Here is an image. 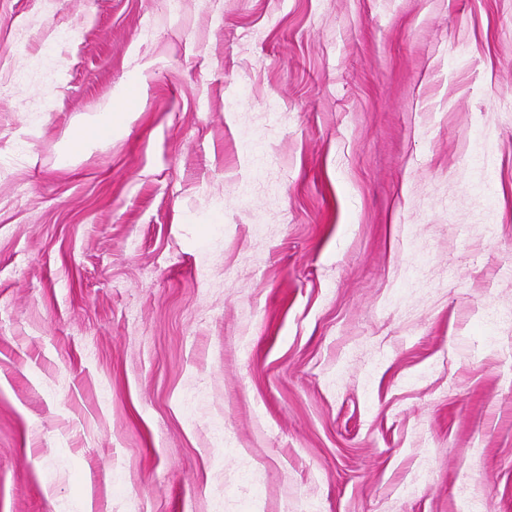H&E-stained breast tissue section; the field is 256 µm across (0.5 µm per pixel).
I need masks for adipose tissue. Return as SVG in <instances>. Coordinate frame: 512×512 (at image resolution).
Here are the masks:
<instances>
[{"label":"adipose tissue","instance_id":"ef3b65f1","mask_svg":"<svg viewBox=\"0 0 512 512\" xmlns=\"http://www.w3.org/2000/svg\"><path fill=\"white\" fill-rule=\"evenodd\" d=\"M137 98V87H122L113 93L107 111L95 113L90 118L72 125L66 134L71 151L78 153L109 142L114 128L131 114Z\"/></svg>","mask_w":512,"mask_h":512}]
</instances>
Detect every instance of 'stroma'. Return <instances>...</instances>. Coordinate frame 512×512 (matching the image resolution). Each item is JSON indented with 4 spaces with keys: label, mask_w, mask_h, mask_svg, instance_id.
<instances>
[{
    "label": "stroma",
    "mask_w": 512,
    "mask_h": 512,
    "mask_svg": "<svg viewBox=\"0 0 512 512\" xmlns=\"http://www.w3.org/2000/svg\"><path fill=\"white\" fill-rule=\"evenodd\" d=\"M510 312L512 0H0V512H512ZM137 98L138 89L132 85L113 92L107 112H97L68 129L66 140L70 150L78 153L112 140L113 129L129 117Z\"/></svg>",
    "instance_id": "stroma-1"
}]
</instances>
